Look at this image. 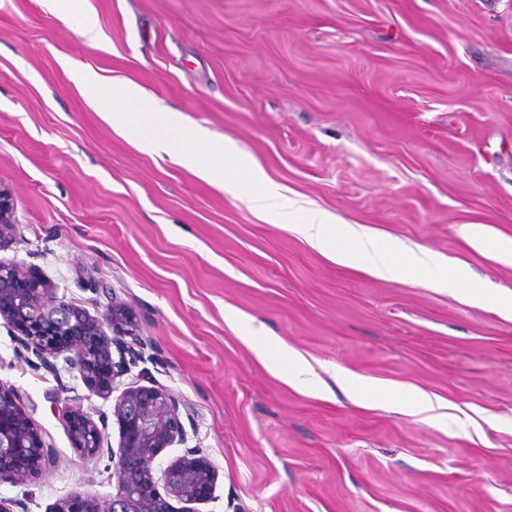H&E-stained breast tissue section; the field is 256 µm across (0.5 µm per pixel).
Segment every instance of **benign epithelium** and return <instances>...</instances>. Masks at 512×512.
Segmentation results:
<instances>
[{
  "instance_id": "7a95c632",
  "label": "benign epithelium",
  "mask_w": 512,
  "mask_h": 512,
  "mask_svg": "<svg viewBox=\"0 0 512 512\" xmlns=\"http://www.w3.org/2000/svg\"><path fill=\"white\" fill-rule=\"evenodd\" d=\"M16 231L11 192L0 185V245ZM29 275L28 268L0 260V319L13 329L17 357L36 370L55 373L61 359L68 371L78 373L89 394L110 397L118 390L116 379L142 359V352L125 340L137 336L134 314L114 303L92 316L57 300L52 289ZM180 406V399L164 388H124L112 409L119 425L114 449L105 443L107 413L95 420L78 399L61 400L58 418L72 448L87 457L111 458L118 492L104 498L75 491L50 512H71L75 500L83 503L84 512H197L194 505L215 499L217 473L198 448L187 447ZM176 444L185 446L184 453L156 469L157 456ZM53 458L52 445L25 413L22 397L0 383V483H24Z\"/></svg>"
}]
</instances>
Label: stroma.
<instances>
[{"instance_id": "35a3bbf8", "label": "stroma", "mask_w": 512, "mask_h": 512, "mask_svg": "<svg viewBox=\"0 0 512 512\" xmlns=\"http://www.w3.org/2000/svg\"><path fill=\"white\" fill-rule=\"evenodd\" d=\"M87 46L47 0H0V184L18 233L0 259L59 300L136 315L143 360L122 377L174 392L218 474L199 512H512V320L326 259L192 171L116 135L70 62L137 83L313 207L421 245L512 299V267L461 224L512 237V0H80ZM278 337L331 385L269 372L226 310ZM448 403L428 424L352 400L332 368ZM0 382L56 459L0 499L48 512L76 489L117 492L58 419L75 373L21 362L0 321ZM509 418L491 428L487 415ZM469 420L460 431L459 420Z\"/></svg>"}]
</instances>
